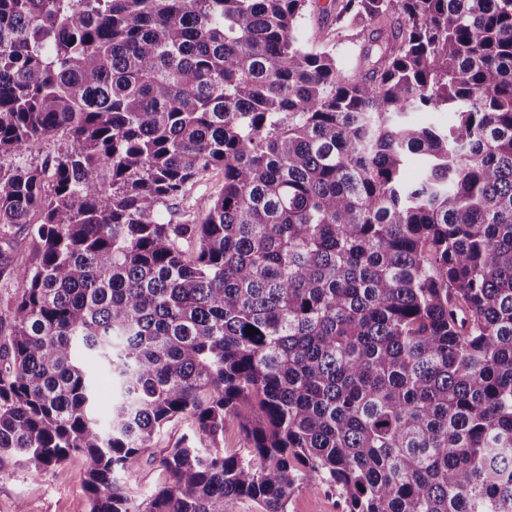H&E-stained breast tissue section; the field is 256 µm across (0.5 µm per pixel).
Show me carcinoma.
I'll list each match as a JSON object with an SVG mask.
<instances>
[{
  "instance_id": "1",
  "label": "carcinoma",
  "mask_w": 512,
  "mask_h": 512,
  "mask_svg": "<svg viewBox=\"0 0 512 512\" xmlns=\"http://www.w3.org/2000/svg\"><path fill=\"white\" fill-rule=\"evenodd\" d=\"M308 2L0 0V224L34 251L0 266V472L80 455L90 512H512V0H330L371 33L348 74ZM67 144V138L59 133L52 139H42L32 143L21 156L9 158L4 164L13 161V164L27 166H48ZM223 184V169L215 168L211 170L210 174H208L202 182L193 186L188 194L187 200L179 205V208L183 206L186 210H190L196 215L205 213L211 204L213 195L220 190ZM187 426L188 422L178 423L170 426L160 436H157L153 447L141 457L136 469V476L128 478L123 474L117 475L120 482H127L135 497L144 498L147 496L162 477L156 456L160 454L162 448H168L186 430ZM289 512H342L336 492L322 485L299 489L292 497Z\"/></svg>"
}]
</instances>
